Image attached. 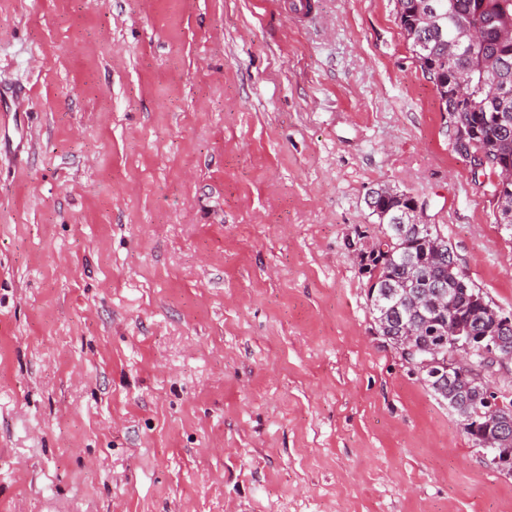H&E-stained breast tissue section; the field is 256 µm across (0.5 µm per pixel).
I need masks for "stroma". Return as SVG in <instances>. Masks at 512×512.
I'll use <instances>...</instances> for the list:
<instances>
[{
    "instance_id": "1",
    "label": "stroma",
    "mask_w": 512,
    "mask_h": 512,
    "mask_svg": "<svg viewBox=\"0 0 512 512\" xmlns=\"http://www.w3.org/2000/svg\"><path fill=\"white\" fill-rule=\"evenodd\" d=\"M0 0V512H512L374 328L366 205L512 315V226L394 0Z\"/></svg>"
}]
</instances>
